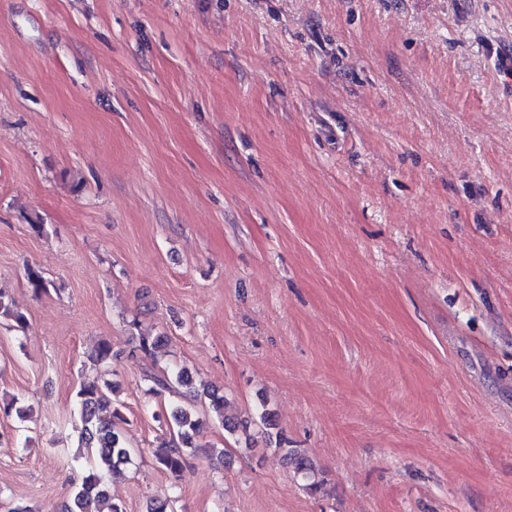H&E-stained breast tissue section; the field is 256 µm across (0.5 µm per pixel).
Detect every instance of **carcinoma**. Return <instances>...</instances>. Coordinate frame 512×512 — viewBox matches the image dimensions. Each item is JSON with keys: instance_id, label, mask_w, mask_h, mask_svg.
Listing matches in <instances>:
<instances>
[{"instance_id": "carcinoma-1", "label": "carcinoma", "mask_w": 512, "mask_h": 512, "mask_svg": "<svg viewBox=\"0 0 512 512\" xmlns=\"http://www.w3.org/2000/svg\"><path fill=\"white\" fill-rule=\"evenodd\" d=\"M26 277L36 294L48 290V281L42 272L28 268ZM0 318L12 322V327L22 331L26 327V316L19 311L9 289L0 286ZM167 344L165 336H144L139 350L146 356L157 359ZM90 359L96 365H108L112 361V343L100 341ZM149 392L155 396L173 394L181 386L194 394V398L208 401L209 408L218 417H224L226 400L216 390L198 391L193 387L187 370H161L147 375ZM112 381L88 382L80 385L76 393L77 414L82 423L78 447L85 448L96 458L98 465L88 469L76 487L70 502L63 512H123L122 508L108 496L103 470L112 471L130 460V451L123 435L125 418L120 407L112 405ZM172 425L164 433L159 444L152 450L153 460L160 470L175 478L183 475L185 454L193 447L194 439L202 427V420L193 402L175 403L170 407ZM281 462L297 476H314V466L308 456L298 448H279Z\"/></svg>"}]
</instances>
